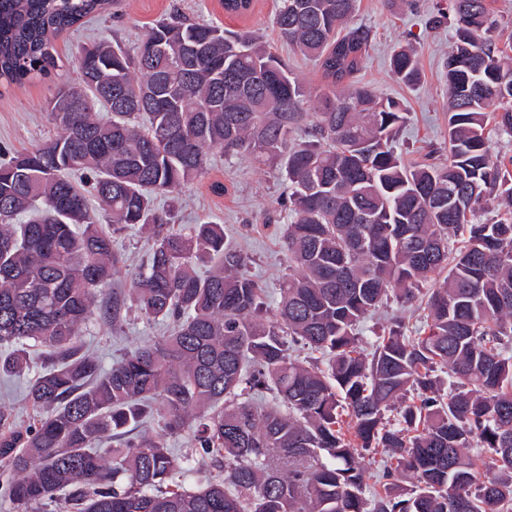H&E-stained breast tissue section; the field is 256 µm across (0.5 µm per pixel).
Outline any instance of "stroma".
Instances as JSON below:
<instances>
[{
	"label": "stroma",
	"mask_w": 512,
	"mask_h": 512,
	"mask_svg": "<svg viewBox=\"0 0 512 512\" xmlns=\"http://www.w3.org/2000/svg\"><path fill=\"white\" fill-rule=\"evenodd\" d=\"M277 4L278 0H256L252 15L231 21L230 26L256 32L310 89H317L323 83L318 66L277 36L273 26ZM176 9L199 20H225L219 0H115L107 14L57 37L56 49L63 61L58 74L0 93V150L20 153L54 134L47 104L60 84L76 79L73 61L82 46L112 38L131 43ZM352 23L371 31L357 83L377 95L399 99L409 113V123L399 137L405 162L413 164L429 151L443 150L448 94L442 60L453 36L448 0H359ZM401 47L412 50L418 61L420 77L412 87L399 82L391 71V55ZM284 192L285 183L275 166L248 158L227 159L214 151L203 173L180 198L161 200L160 205L171 208L179 226L201 219L222 224L228 241L246 257L250 273L266 284L273 298L288 265L282 226L274 221ZM116 244L127 271L115 277L112 286L125 291L131 286L130 271L145 263L151 243L145 235L127 231L117 235ZM162 332V326L134 318L116 328L91 325L84 340L108 368L126 351Z\"/></svg>",
	"instance_id": "obj_1"
}]
</instances>
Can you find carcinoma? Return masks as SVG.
I'll list each match as a JSON object with an SVG mask.
<instances>
[{"label":"carcinoma","mask_w":512,"mask_h":512,"mask_svg":"<svg viewBox=\"0 0 512 512\" xmlns=\"http://www.w3.org/2000/svg\"><path fill=\"white\" fill-rule=\"evenodd\" d=\"M356 2H279L280 38L322 70L313 112L253 32L174 14L131 50L83 47L79 81L55 96L88 107L0 161V376L44 354L28 421L0 406L13 512H512V168L488 147L491 132L512 135V58L490 0H450L448 158L408 166L406 108L355 82L370 41L349 26ZM110 5L0 0V83L55 68L54 39ZM391 67L419 78L407 49ZM213 150L272 163L288 186L273 309L223 225L177 227L155 206ZM490 201L496 217L474 222ZM135 228L149 264L108 294L124 267L114 235ZM392 298L420 301L424 329L393 322L363 353L360 323ZM133 312L166 332L103 368L84 329ZM186 428L194 448L177 455L168 439ZM104 438L116 445L95 447ZM379 448L372 489L359 458ZM200 461L195 485L175 482Z\"/></svg>","instance_id":"cac0c4a2"}]
</instances>
